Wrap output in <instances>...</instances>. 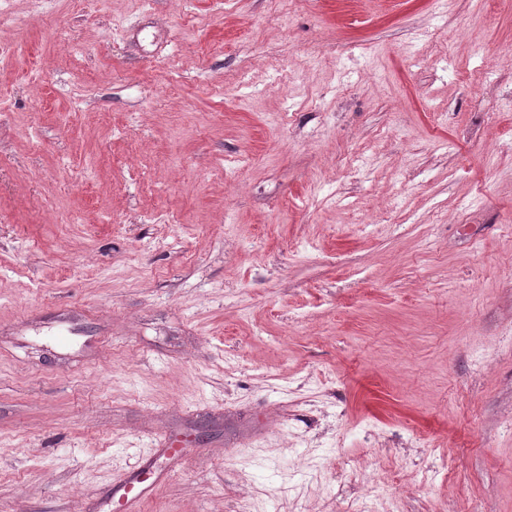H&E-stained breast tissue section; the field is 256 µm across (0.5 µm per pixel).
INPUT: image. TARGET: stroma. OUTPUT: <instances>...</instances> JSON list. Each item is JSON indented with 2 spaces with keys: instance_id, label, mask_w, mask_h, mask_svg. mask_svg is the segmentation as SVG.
Wrapping results in <instances>:
<instances>
[{
  "instance_id": "35a3bbf8",
  "label": "stroma",
  "mask_w": 512,
  "mask_h": 512,
  "mask_svg": "<svg viewBox=\"0 0 512 512\" xmlns=\"http://www.w3.org/2000/svg\"><path fill=\"white\" fill-rule=\"evenodd\" d=\"M0 43V512H512V0Z\"/></svg>"
}]
</instances>
